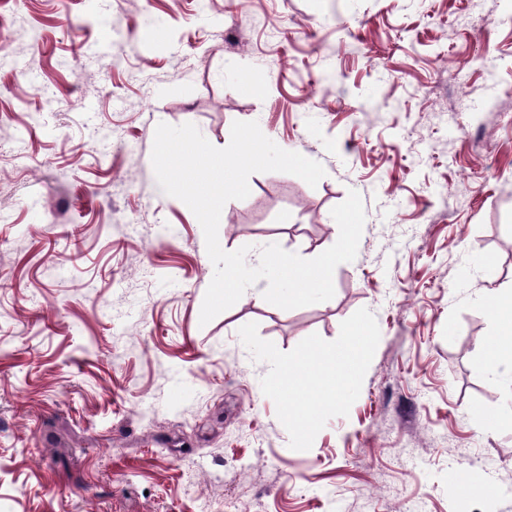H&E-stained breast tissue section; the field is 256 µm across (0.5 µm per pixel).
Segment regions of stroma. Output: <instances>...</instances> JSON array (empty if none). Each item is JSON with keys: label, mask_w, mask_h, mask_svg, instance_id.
<instances>
[{"label": "stroma", "mask_w": 512, "mask_h": 512, "mask_svg": "<svg viewBox=\"0 0 512 512\" xmlns=\"http://www.w3.org/2000/svg\"><path fill=\"white\" fill-rule=\"evenodd\" d=\"M0 34V512H512V363L482 355L512 289V0H0ZM236 121L326 175L253 174L224 250L315 257L352 190L366 221L331 300L263 279L204 325L203 230L151 152L159 123L223 148ZM361 308L360 395L293 450L238 330L288 352Z\"/></svg>", "instance_id": "obj_1"}]
</instances>
